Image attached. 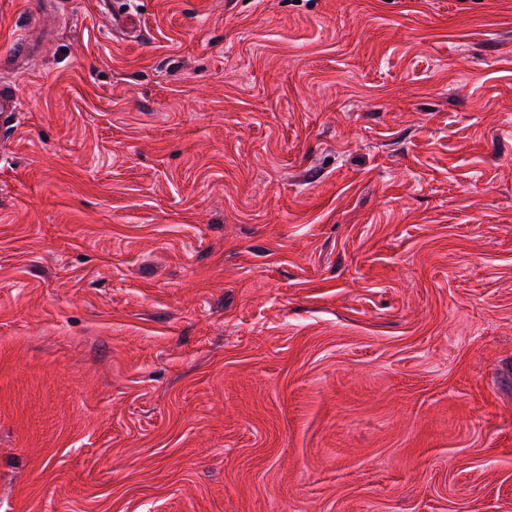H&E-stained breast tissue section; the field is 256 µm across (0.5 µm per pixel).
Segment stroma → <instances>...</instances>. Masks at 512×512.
Wrapping results in <instances>:
<instances>
[{
	"label": "stroma",
	"instance_id": "35a3bbf8",
	"mask_svg": "<svg viewBox=\"0 0 512 512\" xmlns=\"http://www.w3.org/2000/svg\"><path fill=\"white\" fill-rule=\"evenodd\" d=\"M1 57L0 512H512V0H0Z\"/></svg>",
	"mask_w": 512,
	"mask_h": 512
}]
</instances>
